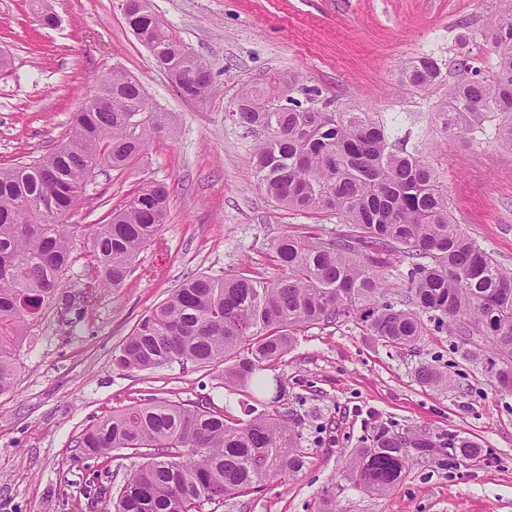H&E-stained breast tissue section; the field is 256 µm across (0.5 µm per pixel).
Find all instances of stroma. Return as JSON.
I'll list each match as a JSON object with an SVG mask.
<instances>
[{"label": "stroma", "mask_w": 512, "mask_h": 512, "mask_svg": "<svg viewBox=\"0 0 512 512\" xmlns=\"http://www.w3.org/2000/svg\"><path fill=\"white\" fill-rule=\"evenodd\" d=\"M59 23L39 26L32 0H0V164L42 155L70 128L100 76L120 67L176 121L144 154L90 185L73 224L100 222L143 181L169 189V214L125 283L84 297L92 271L75 254L56 305L20 349L13 387L0 393V512H104L83 487L93 474L119 488L140 456L92 458L81 435L113 410L157 398L210 403L246 416L252 398L220 367L174 362L148 370L117 363L138 321L188 277L271 270L270 244L290 232L331 239L345 225L298 212L257 185L258 133L231 118L240 91L275 75H300L329 110L376 112L393 141L434 166L451 210L477 243L512 270V149L470 145L444 132L445 85L412 89L400 70L413 57H467L490 74L478 33L497 0H150L152 10L211 74L206 100L185 97L129 30L123 0H49ZM424 364L451 385H421ZM302 435L306 465L294 480L208 503L202 512H512V391L465 360L447 333L411 347L376 343L353 324L305 325L274 366ZM474 442L465 457L439 448L415 457L390 493L362 492L344 476L348 457L380 429Z\"/></svg>", "instance_id": "35a3bbf8"}]
</instances>
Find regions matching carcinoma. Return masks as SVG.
<instances>
[{"mask_svg": "<svg viewBox=\"0 0 512 512\" xmlns=\"http://www.w3.org/2000/svg\"><path fill=\"white\" fill-rule=\"evenodd\" d=\"M136 37L187 96L204 100L211 79L203 63L150 9L138 12ZM496 55L489 76L467 58L438 105L444 131L477 145L512 149V4L494 12L481 33ZM402 80L414 89L442 82V62L430 55L406 63ZM319 89L296 75L242 90L234 119L259 130L258 184L294 211L332 213L349 232L330 241L285 233L272 243L273 271L186 280L144 316L121 349L119 363L147 370L174 361L224 366V379L271 394L272 409L246 421L208 404L155 400L112 411L81 435L90 456L131 449L145 457L115 494L99 475L86 495L110 512H199L203 502L263 490L295 479L305 466L293 413L278 403L286 384L266 371L288 352L303 324L355 323L374 340L402 348L427 324L446 329L463 357L478 360L502 386L512 384V271H506L458 224L439 173L420 156L394 150L374 112H330ZM91 98L104 106L73 113L69 132L43 155L0 165V393L16 375V351L38 314L56 300L79 244L96 277L85 287H120L143 248L166 222L169 190L137 186L99 224H70L93 173L121 171L170 125L140 82L114 68ZM407 264L405 287L392 296L378 254ZM428 387L449 385L448 373L417 371ZM433 442L382 430L351 455L345 476L370 494L391 492L413 455Z\"/></svg>", "mask_w": 512, "mask_h": 512, "instance_id": "carcinoma-1", "label": "carcinoma"}]
</instances>
